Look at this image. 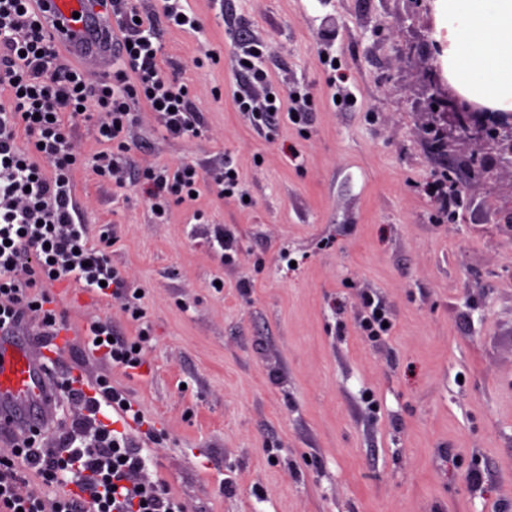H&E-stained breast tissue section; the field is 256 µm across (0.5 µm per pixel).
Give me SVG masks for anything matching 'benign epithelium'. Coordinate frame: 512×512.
Returning <instances> with one entry per match:
<instances>
[{
	"instance_id": "1",
	"label": "benign epithelium",
	"mask_w": 512,
	"mask_h": 512,
	"mask_svg": "<svg viewBox=\"0 0 512 512\" xmlns=\"http://www.w3.org/2000/svg\"><path fill=\"white\" fill-rule=\"evenodd\" d=\"M439 117L447 120L467 139L508 140L512 142V113L492 110L458 93L443 98L434 94Z\"/></svg>"
}]
</instances>
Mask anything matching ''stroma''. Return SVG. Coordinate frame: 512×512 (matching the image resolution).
Wrapping results in <instances>:
<instances>
[{"instance_id":"stroma-1","label":"stroma","mask_w":512,"mask_h":512,"mask_svg":"<svg viewBox=\"0 0 512 512\" xmlns=\"http://www.w3.org/2000/svg\"><path fill=\"white\" fill-rule=\"evenodd\" d=\"M201 30L159 22L162 61L203 126L162 134L143 113L117 177L76 169L93 237L141 297L49 286L65 323L47 345L31 315L7 339L55 361L38 445L63 451L79 415L68 378H107L144 416L150 479L188 512H512V168L506 142L432 147L440 0H187ZM273 88L299 84L306 118L264 128L234 101L243 46ZM347 74L350 102L334 103ZM231 166L158 221L148 166ZM452 181L449 206L428 188ZM223 241H216V230ZM391 329L357 326L364 296ZM142 347L138 368L89 351L91 321ZM481 475L467 481L468 472Z\"/></svg>"}]
</instances>
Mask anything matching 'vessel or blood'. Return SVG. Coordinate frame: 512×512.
I'll return each mask as SVG.
<instances>
[{"mask_svg":"<svg viewBox=\"0 0 512 512\" xmlns=\"http://www.w3.org/2000/svg\"><path fill=\"white\" fill-rule=\"evenodd\" d=\"M57 35L87 68L107 72L112 65L108 42L109 20L96 10L93 0H42ZM36 410L42 421L54 415V393L48 367L38 356L0 341V427H27V409Z\"/></svg>","mask_w":512,"mask_h":512,"instance_id":"obj_1","label":"vessel or blood"}]
</instances>
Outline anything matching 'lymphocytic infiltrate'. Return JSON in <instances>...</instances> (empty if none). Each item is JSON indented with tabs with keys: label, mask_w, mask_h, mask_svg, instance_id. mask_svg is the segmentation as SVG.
<instances>
[{
	"label": "lymphocytic infiltrate",
	"mask_w": 512,
	"mask_h": 512,
	"mask_svg": "<svg viewBox=\"0 0 512 512\" xmlns=\"http://www.w3.org/2000/svg\"><path fill=\"white\" fill-rule=\"evenodd\" d=\"M116 29L115 68L104 81H86L81 69L67 61L60 45L47 32L45 17L33 0H0V332H12L31 311H39L46 331L59 332L51 299L40 293L45 284L75 281L113 298L128 294V285L113 268L106 244L95 243L72 198V172L92 164L99 176H109L131 151L126 133L138 104L159 116L161 129L171 136L197 135L201 120L194 111L186 84L159 64L162 46L156 25L140 12L137 0H111ZM240 110L273 117L287 110L302 120L308 98L299 88L287 93V107L257 101L250 89L237 90ZM91 123L105 149L85 159L75 149L66 118ZM25 145H18V136ZM204 177L190 163L175 170L150 168L141 185L157 219L172 204L197 191ZM96 352L115 366L135 367L139 349L114 335L107 320L93 321ZM68 399L86 410L74 422L77 432L89 433L82 447L59 455L36 447L32 436L16 443L10 456H0V512H185L166 485L149 481L145 459L126 435L100 420L102 404L144 421L116 389L105 386L100 396L67 383ZM24 459L44 486L75 484L74 492L45 496L22 492L23 475L16 467Z\"/></svg>",
	"instance_id": "obj_1"
}]
</instances>
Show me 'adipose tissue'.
Wrapping results in <instances>:
<instances>
[{
    "label": "adipose tissue",
    "instance_id": "ef3b65f1",
    "mask_svg": "<svg viewBox=\"0 0 512 512\" xmlns=\"http://www.w3.org/2000/svg\"><path fill=\"white\" fill-rule=\"evenodd\" d=\"M448 70L472 97L512 110V0H443Z\"/></svg>",
    "mask_w": 512,
    "mask_h": 512
}]
</instances>
